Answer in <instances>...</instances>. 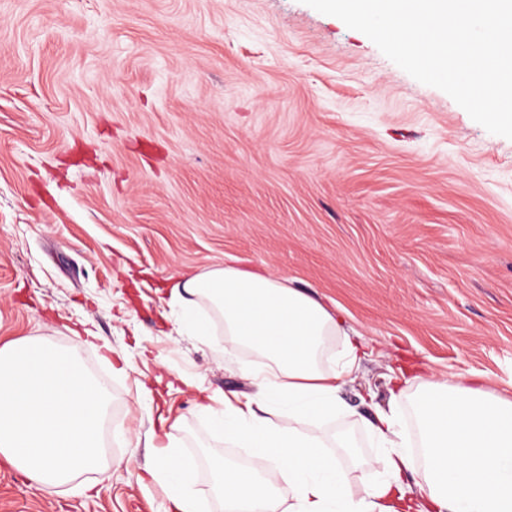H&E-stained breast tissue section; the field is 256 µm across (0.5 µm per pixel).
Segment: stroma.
<instances>
[{"mask_svg": "<svg viewBox=\"0 0 512 512\" xmlns=\"http://www.w3.org/2000/svg\"><path fill=\"white\" fill-rule=\"evenodd\" d=\"M227 263L369 342L316 428L357 487L390 369L512 395L511 139L303 0H0V346L89 329L109 396L106 467L46 491L0 456V512H166L171 443L225 512L215 467L249 451L213 415L264 358L208 305V341L182 330L167 284Z\"/></svg>", "mask_w": 512, "mask_h": 512, "instance_id": "stroma-1", "label": "stroma"}]
</instances>
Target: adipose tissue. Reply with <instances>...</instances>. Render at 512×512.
I'll return each mask as SVG.
<instances>
[{"mask_svg":"<svg viewBox=\"0 0 512 512\" xmlns=\"http://www.w3.org/2000/svg\"><path fill=\"white\" fill-rule=\"evenodd\" d=\"M170 298L183 302L180 324L199 337L210 321L194 310L193 299L211 302L224 317L233 343L262 353L267 362L249 369L255 393L225 401L215 425L250 449L253 465L225 466L219 489L235 512H279L281 498L264 473L278 474L292 499L288 512H512V400L489 391L486 378L467 386L445 379L424 384L417 402L422 453L409 448L395 412L405 395V378H389L390 410L379 411L368 429L381 453L372 467L380 481L356 493L341 460L325 452L320 435L299 423L323 421L344 412L343 380L360 362L356 331L304 291L274 274L228 264L203 274L181 276L169 285ZM339 336L336 367L324 372L318 354L325 337ZM282 424L273 423L270 413ZM420 472L417 497H408L405 477ZM193 465L171 454L159 459L154 479L167 486L169 512H198Z\"/></svg>","mask_w":512,"mask_h":512,"instance_id":"ef3b65f1","label":"adipose tissue"}]
</instances>
